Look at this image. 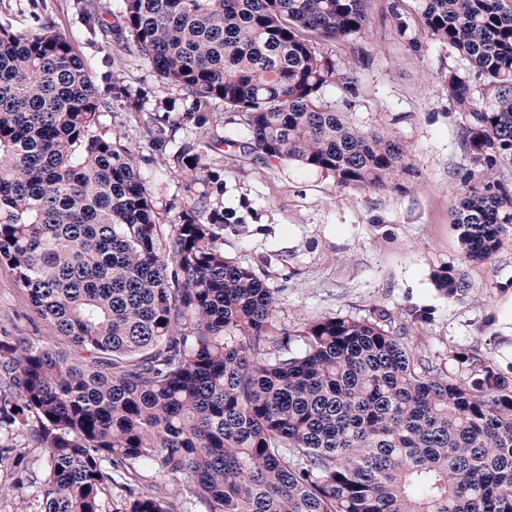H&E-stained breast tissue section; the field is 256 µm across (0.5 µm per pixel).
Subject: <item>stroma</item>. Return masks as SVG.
<instances>
[{
	"label": "stroma",
	"instance_id": "obj_1",
	"mask_svg": "<svg viewBox=\"0 0 512 512\" xmlns=\"http://www.w3.org/2000/svg\"><path fill=\"white\" fill-rule=\"evenodd\" d=\"M368 22L357 36L321 45L351 67L356 93L343 100L335 84L324 107L346 106L361 129L382 131L406 146L409 172L382 191L356 190L331 175L293 163L260 159L239 117L223 112L196 148L224 181L225 209L242 221L224 227V254L251 268L276 291L273 327L282 332L325 317L389 315V329L418 351L447 361L462 351L491 359L512 376V246L491 259L467 258L451 212L470 167L461 146L465 116L448 100L446 77L458 71L472 89L482 82L454 49L434 41L412 0H366ZM53 19L76 36L101 94L113 77L146 91L145 110L113 102L104 132H121L136 157L162 224L177 223L199 186L164 163L144 123L161 102L178 98L135 46L86 34L80 0H0V22L19 30ZM452 268L469 286L445 297L433 275Z\"/></svg>",
	"mask_w": 512,
	"mask_h": 512
}]
</instances>
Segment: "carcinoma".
I'll list each match as a JSON object with an SVG mask.
<instances>
[{
  "instance_id": "obj_1",
  "label": "carcinoma",
  "mask_w": 512,
  "mask_h": 512,
  "mask_svg": "<svg viewBox=\"0 0 512 512\" xmlns=\"http://www.w3.org/2000/svg\"><path fill=\"white\" fill-rule=\"evenodd\" d=\"M434 40L483 79L450 71L474 182L453 211L466 255L509 242L512 8L413 0ZM87 30L110 34L102 0ZM130 41L190 107L146 133L204 187L162 228L132 153L98 131L108 103L47 18L0 23V264L42 321L0 328V491L36 489L40 512H512V376L483 358L462 381L386 330L387 315L325 317L272 334L274 289L224 256V180L195 141L222 103L264 159L382 190L408 170L396 140L321 105L350 68L318 45L362 32L365 0H122ZM112 95L142 112L116 77ZM449 297L468 289L435 274ZM303 343L293 353L289 346ZM47 461L34 469L30 449Z\"/></svg>"
}]
</instances>
